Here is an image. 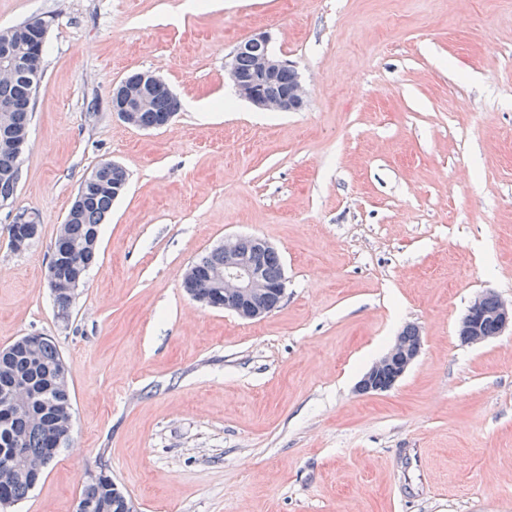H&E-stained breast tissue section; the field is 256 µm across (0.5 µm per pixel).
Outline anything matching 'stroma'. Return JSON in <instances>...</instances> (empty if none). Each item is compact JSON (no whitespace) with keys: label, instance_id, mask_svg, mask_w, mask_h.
Instances as JSON below:
<instances>
[{"label":"stroma","instance_id":"obj_1","mask_svg":"<svg viewBox=\"0 0 512 512\" xmlns=\"http://www.w3.org/2000/svg\"><path fill=\"white\" fill-rule=\"evenodd\" d=\"M0 0V31L49 20L12 205L0 207V347L62 353L72 442L12 512H74L105 461L139 512H512V332L455 325L512 302V0ZM267 33L308 92L236 96L230 55ZM149 70L181 108L158 130L112 110ZM104 160L128 174L68 318L57 232ZM41 231L13 251L19 212ZM275 246L286 297L260 320L193 300L224 240ZM390 391L360 376L406 325ZM489 297H495L496 305L494 307V299ZM486 299L487 302H486ZM488 308L494 307L492 310ZM486 320H492L495 322H486L485 328H483ZM512 331V302L510 304L501 300L495 296L492 292H485L476 296L468 306L466 313L461 317L457 325V336H459L462 343L470 345H478L484 343L492 338H495L505 332L507 329ZM488 334H494V336H488Z\"/></svg>","mask_w":512,"mask_h":512}]
</instances>
